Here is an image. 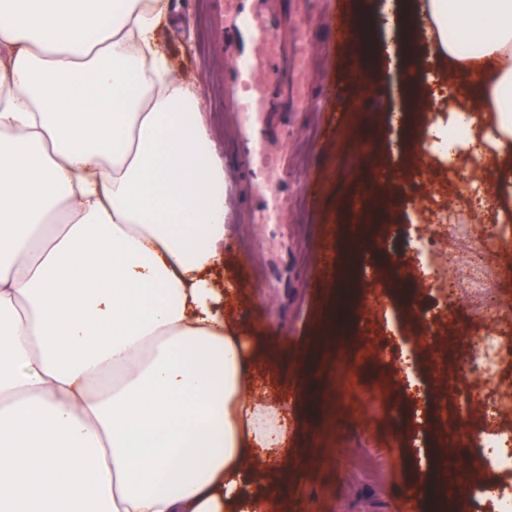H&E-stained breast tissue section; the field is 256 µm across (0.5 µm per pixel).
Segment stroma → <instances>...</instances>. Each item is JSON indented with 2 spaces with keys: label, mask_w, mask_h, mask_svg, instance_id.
<instances>
[{
  "label": "stroma",
  "mask_w": 512,
  "mask_h": 512,
  "mask_svg": "<svg viewBox=\"0 0 512 512\" xmlns=\"http://www.w3.org/2000/svg\"><path fill=\"white\" fill-rule=\"evenodd\" d=\"M184 2L171 20L167 47L177 69L197 76L206 88L207 117L233 184L242 173L233 145L235 117L221 107L226 59L210 41L216 0ZM355 2L280 0L279 9L307 20L310 96L330 82L339 96L323 101L320 111L289 113L276 137L288 148L289 182L314 180L313 195L293 196L282 223L248 224L250 196L231 194L227 221L233 232L215 279L235 280L241 329L258 319L266 323L257 341L255 379L270 400L288 403V447L259 484L275 480L288 495V512H432L429 501L408 498L409 477L430 473V449L456 447L458 435L446 426L419 429L411 409L394 394L390 346L402 336L388 328L384 311L410 304L441 315L453 337L473 313L463 298L435 289V281L447 276L446 266L429 270L423 288H409L405 277L385 288L367 275L371 266L384 270L393 257L406 255L412 240L437 248L442 231L395 202L410 164L401 149L406 130L423 124L427 102L407 111L398 85L388 80L356 92L352 64L336 50L330 21L338 6L350 11ZM354 131L376 144V156L353 157ZM380 167L389 174L388 208H366L363 221L371 238L356 252L348 235V202L367 190L370 174ZM418 368L431 387L421 407L427 416L448 418L451 373L442 352L423 354ZM367 389L377 395L369 409L358 401ZM326 394L342 405L341 413L318 410L313 399ZM315 458L330 460V468L312 466Z\"/></svg>",
  "instance_id": "1"
}]
</instances>
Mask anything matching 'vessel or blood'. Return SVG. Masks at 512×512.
Segmentation results:
<instances>
[{
	"mask_svg": "<svg viewBox=\"0 0 512 512\" xmlns=\"http://www.w3.org/2000/svg\"><path fill=\"white\" fill-rule=\"evenodd\" d=\"M268 0H224L223 12L214 17L222 51L229 64L224 69L225 111L236 117V140L242 167L246 170L257 207L251 213L255 224H274L287 199L269 194L271 167H285L287 155L269 157L270 129L277 109L316 111L318 101L304 92L302 75L308 51L303 26H292V35L278 37L276 14L267 9ZM333 24L341 47L362 50L363 39L348 27L344 13ZM292 71L293 80L273 85L264 76L271 70Z\"/></svg>",
	"mask_w": 512,
	"mask_h": 512,
	"instance_id": "b4317fda",
	"label": "vessel or blood"
}]
</instances>
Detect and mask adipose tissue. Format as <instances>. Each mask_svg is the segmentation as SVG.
<instances>
[{
    "label": "adipose tissue",
    "mask_w": 512,
    "mask_h": 512,
    "mask_svg": "<svg viewBox=\"0 0 512 512\" xmlns=\"http://www.w3.org/2000/svg\"><path fill=\"white\" fill-rule=\"evenodd\" d=\"M180 0H0V512H285L288 442L217 287L232 229ZM512 141V0H399Z\"/></svg>",
    "instance_id": "obj_1"
}]
</instances>
